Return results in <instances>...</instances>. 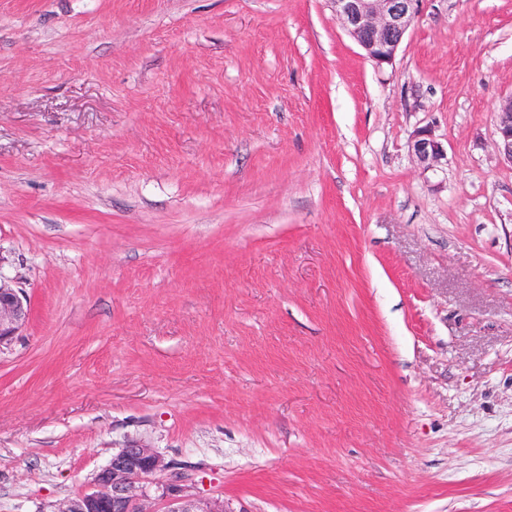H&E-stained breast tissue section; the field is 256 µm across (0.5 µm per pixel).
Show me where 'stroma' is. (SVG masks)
Returning <instances> with one entry per match:
<instances>
[{"mask_svg":"<svg viewBox=\"0 0 512 512\" xmlns=\"http://www.w3.org/2000/svg\"><path fill=\"white\" fill-rule=\"evenodd\" d=\"M511 94L512 0L381 68L329 0H0V512L132 445L226 512H512ZM495 145L500 156L512 164V94L496 109ZM410 147L416 159L427 167L438 164L447 154L443 143L434 137L428 129L415 131L410 141ZM30 315L29 304L20 289L0 277V343L24 326Z\"/></svg>","mask_w":512,"mask_h":512,"instance_id":"35a3bbf8","label":"stroma"}]
</instances>
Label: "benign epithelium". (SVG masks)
<instances>
[{
	"label": "benign epithelium",
	"instance_id": "obj_1",
	"mask_svg": "<svg viewBox=\"0 0 512 512\" xmlns=\"http://www.w3.org/2000/svg\"><path fill=\"white\" fill-rule=\"evenodd\" d=\"M336 18L378 66L390 64L405 35L419 16L424 0H330ZM495 145L500 156L512 163V94L496 109ZM416 159L431 167L446 156L441 141L427 129L414 132L410 141ZM30 315L22 291L0 280V343L24 326ZM159 455L149 448H124L112 455L95 475L93 488L68 499L57 512H157L149 506L146 484L164 470ZM162 512H224L220 503H201L180 494L175 485L162 492Z\"/></svg>",
	"mask_w": 512,
	"mask_h": 512
}]
</instances>
